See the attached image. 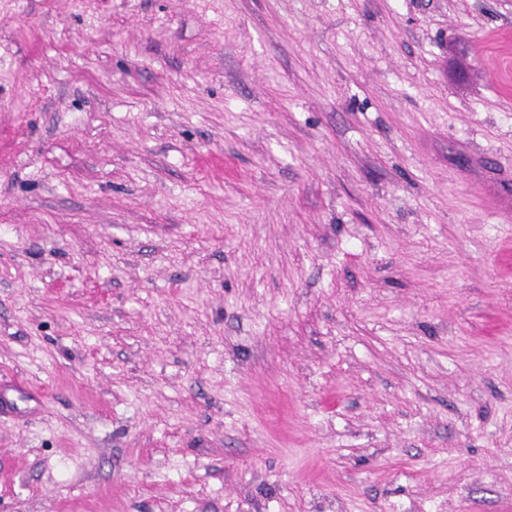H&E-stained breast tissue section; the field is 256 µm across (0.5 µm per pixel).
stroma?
Wrapping results in <instances>:
<instances>
[{
    "instance_id": "obj_1",
    "label": "stroma",
    "mask_w": 512,
    "mask_h": 512,
    "mask_svg": "<svg viewBox=\"0 0 512 512\" xmlns=\"http://www.w3.org/2000/svg\"><path fill=\"white\" fill-rule=\"evenodd\" d=\"M512 0H0V512H512Z\"/></svg>"
}]
</instances>
